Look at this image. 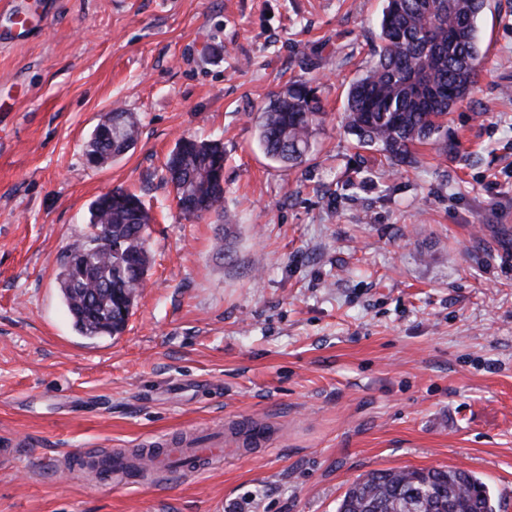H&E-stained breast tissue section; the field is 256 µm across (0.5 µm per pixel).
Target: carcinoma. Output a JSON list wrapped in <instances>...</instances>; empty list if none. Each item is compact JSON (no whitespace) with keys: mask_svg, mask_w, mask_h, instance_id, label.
Instances as JSON below:
<instances>
[{"mask_svg":"<svg viewBox=\"0 0 512 512\" xmlns=\"http://www.w3.org/2000/svg\"><path fill=\"white\" fill-rule=\"evenodd\" d=\"M485 0H383L377 62L346 90L347 130L363 147L376 146L396 171L416 164L412 147L444 130L448 113L476 83L481 60L478 18ZM124 117L126 147L90 137L85 156L117 158L138 139ZM323 109L314 88L293 81L273 94L256 117L257 138L272 160L303 162ZM224 168L218 140L179 139L165 162L175 198L196 195L192 216L224 217ZM151 215L134 193L117 187L91 206L87 244L67 256L58 276L63 302L83 336H120L150 269ZM498 512L493 492L475 473L451 467L375 469L345 492L337 512Z\"/></svg>","mask_w":512,"mask_h":512,"instance_id":"obj_1","label":"carcinoma"}]
</instances>
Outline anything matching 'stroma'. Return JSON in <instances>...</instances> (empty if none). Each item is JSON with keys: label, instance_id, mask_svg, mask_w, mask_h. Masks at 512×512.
Returning a JSON list of instances; mask_svg holds the SVG:
<instances>
[{"label": "stroma", "instance_id": "35a3bbf8", "mask_svg": "<svg viewBox=\"0 0 512 512\" xmlns=\"http://www.w3.org/2000/svg\"><path fill=\"white\" fill-rule=\"evenodd\" d=\"M381 7L0 0V512H336L367 471L441 466L512 512V0H487L446 143L386 178L344 112ZM294 80L325 116L290 167L255 120ZM118 108L139 138L91 166ZM184 136L224 142L225 220L184 218L163 180ZM116 187L151 208L152 264L125 332L87 338L58 274ZM243 418L261 449L225 438L198 471L116 486L67 469ZM113 113H119V115L124 116L125 121V138L129 141V144L126 145L125 149H122L120 145H112V159H115L121 155H123L127 150H129L137 141L139 134V126L137 120L134 118L133 114L125 111H116ZM112 114L111 116L102 124L100 127L97 126L98 133L104 138L110 139L112 141ZM93 131L89 141L87 142L85 149V156L88 162V158H92V156H100L104 159V163L108 160V155L110 154V144L99 140L94 137L95 131ZM89 163V162H88Z\"/></svg>", "mask_w": 512, "mask_h": 512}]
</instances>
